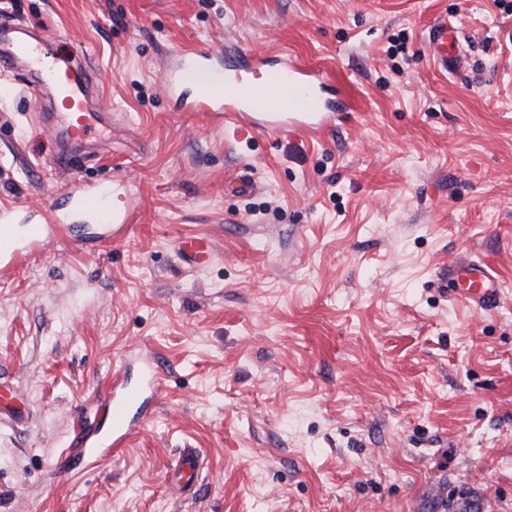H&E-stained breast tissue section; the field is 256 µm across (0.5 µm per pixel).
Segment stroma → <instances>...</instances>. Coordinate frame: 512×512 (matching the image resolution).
<instances>
[{"label": "stroma", "instance_id": "1", "mask_svg": "<svg viewBox=\"0 0 512 512\" xmlns=\"http://www.w3.org/2000/svg\"><path fill=\"white\" fill-rule=\"evenodd\" d=\"M465 72L424 56L436 18ZM96 74L77 157L125 216L0 271V512H512V0H0ZM323 73L352 101L278 136L184 109L172 54ZM0 73V208L67 211L47 98ZM249 172L258 189L228 190ZM214 240L187 271L178 240ZM488 262L494 311L448 264ZM161 380L122 451L76 461L116 372ZM205 467L183 499L185 447Z\"/></svg>", "mask_w": 512, "mask_h": 512}]
</instances>
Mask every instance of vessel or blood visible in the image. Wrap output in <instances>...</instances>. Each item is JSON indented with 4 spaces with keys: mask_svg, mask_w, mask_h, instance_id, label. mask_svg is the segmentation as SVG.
Returning <instances> with one entry per match:
<instances>
[{
    "mask_svg": "<svg viewBox=\"0 0 512 512\" xmlns=\"http://www.w3.org/2000/svg\"><path fill=\"white\" fill-rule=\"evenodd\" d=\"M422 42L424 53L443 72L454 74L463 68L465 58L459 47L458 31L447 18L431 23ZM208 60V53L201 51L192 55L189 65H178L168 75L166 93L176 95L181 82L204 77L218 84L220 90L199 98L197 107L223 113L229 121L251 118L253 125L267 132H285L292 127H319L337 109L335 99L324 96L326 79L319 72L298 68L288 61H278L268 65L265 84L252 86L243 93L237 90L234 81L212 71ZM18 63L37 74L47 68L52 70L57 100L63 108L59 122L69 136L79 139L95 129L110 133L111 126L103 122L101 114L87 109L85 102L92 80L85 67L74 64L70 55L61 50L49 53L42 39L17 36L0 45V66L11 68ZM256 99L263 102L260 111L249 112V102ZM106 197V190L94 185L77 186L70 194L78 215L108 230L119 223L120 218L109 211ZM57 231L54 224L18 225L10 210H0V265L22 261L33 250L45 247L55 238ZM178 252L184 264L195 267L208 262L215 248L208 239L186 237L180 241ZM448 277L459 283L457 297L464 304L486 309L496 303V278L486 263L459 260L449 264ZM111 387L112 395L105 398L110 422L108 432L78 431L74 438L76 447L88 450L118 448L132 435L129 410L140 402L142 392L137 388H124L117 377L113 378Z\"/></svg>",
    "mask_w": 512,
    "mask_h": 512,
    "instance_id": "b4317fda",
    "label": "vessel or blood"
}]
</instances>
